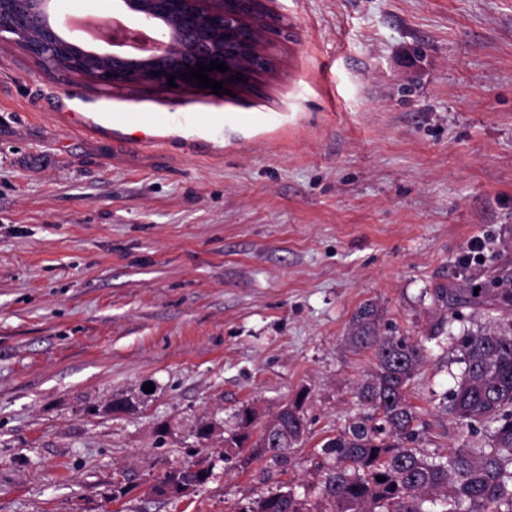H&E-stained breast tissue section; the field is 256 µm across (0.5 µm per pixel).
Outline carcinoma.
I'll return each mask as SVG.
<instances>
[{
  "label": "carcinoma",
  "instance_id": "carcinoma-1",
  "mask_svg": "<svg viewBox=\"0 0 512 512\" xmlns=\"http://www.w3.org/2000/svg\"><path fill=\"white\" fill-rule=\"evenodd\" d=\"M438 300L455 316L458 308L492 304L512 315V289L450 288ZM377 309L362 305L354 318L351 342L374 351L372 374L356 386L361 406L368 410L322 446L333 457L322 485L326 512H429L425 503L439 504L438 512H512V336L490 331L468 333L461 338L464 368L460 380L446 396V410L455 422L470 428L487 427L482 443L431 457L419 447L418 415L406 398L407 388L424 360V348L403 339L379 336ZM298 396L288 410L279 412L282 432L264 448L244 452L256 420L253 408L244 406L234 415L236 430L224 439V447L238 457L245 470L268 458L275 464L288 459L305 436L307 420ZM211 421H202L192 432L196 454L193 463L169 470L150 487L152 494L173 483L208 482L212 468L205 464ZM385 481H378V477ZM240 512H309L306 500L293 490L261 497Z\"/></svg>",
  "mask_w": 512,
  "mask_h": 512
}]
</instances>
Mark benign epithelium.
I'll list each match as a JSON object with an SVG mask.
<instances>
[{"label":"benign epithelium","instance_id":"1","mask_svg":"<svg viewBox=\"0 0 512 512\" xmlns=\"http://www.w3.org/2000/svg\"><path fill=\"white\" fill-rule=\"evenodd\" d=\"M130 26L112 32V49L87 45L75 27L49 17L51 0H0V36L10 35L30 57L44 62L54 52L69 59L70 70L110 84L136 80L186 83L178 78L198 63L217 60L228 66L209 77L236 84L268 67L262 53L269 24L256 16L261 0H119Z\"/></svg>","mask_w":512,"mask_h":512}]
</instances>
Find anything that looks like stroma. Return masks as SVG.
Instances as JSON below:
<instances>
[{
  "label": "stroma",
  "instance_id": "35a3bbf8",
  "mask_svg": "<svg viewBox=\"0 0 512 512\" xmlns=\"http://www.w3.org/2000/svg\"><path fill=\"white\" fill-rule=\"evenodd\" d=\"M262 7L269 69L222 96L109 85L0 39V512H239L290 488L320 512L322 446L375 366L350 342L366 303L380 335L427 348L407 389L422 448L485 438L445 396L461 336L512 317L450 319L436 294L512 288V0ZM303 389L287 465L214 456L206 485L150 493L197 423L220 450L240 407L265 420Z\"/></svg>",
  "mask_w": 512,
  "mask_h": 512
}]
</instances>
